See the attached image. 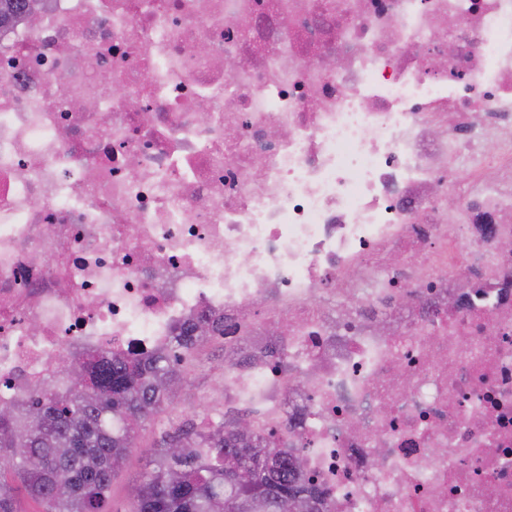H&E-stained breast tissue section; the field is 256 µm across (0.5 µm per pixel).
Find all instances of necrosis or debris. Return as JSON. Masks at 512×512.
<instances>
[{
  "instance_id": "4bbe7bcc",
  "label": "necrosis or debris",
  "mask_w": 512,
  "mask_h": 512,
  "mask_svg": "<svg viewBox=\"0 0 512 512\" xmlns=\"http://www.w3.org/2000/svg\"><path fill=\"white\" fill-rule=\"evenodd\" d=\"M33 3L0 397L207 317L328 512H512V0Z\"/></svg>"
}]
</instances>
